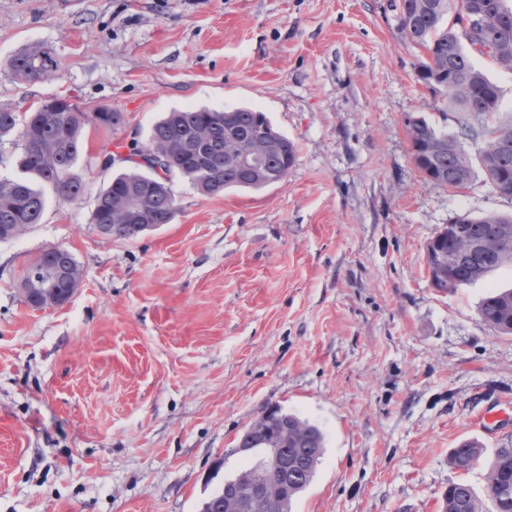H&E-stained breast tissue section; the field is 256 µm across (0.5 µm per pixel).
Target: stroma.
Segmentation results:
<instances>
[{
  "label": "stroma",
  "instance_id": "obj_1",
  "mask_svg": "<svg viewBox=\"0 0 512 512\" xmlns=\"http://www.w3.org/2000/svg\"><path fill=\"white\" fill-rule=\"evenodd\" d=\"M30 45L57 79L13 78ZM424 54L391 0H0V104L123 115L84 129V196L0 241V512H198L276 407L325 435L292 512H442L462 479L484 495L448 457L501 443L473 419L512 405V336L479 305L512 266L442 293L426 245L450 217L511 214L512 196L415 167L405 117L447 110L416 77ZM203 106L266 112L296 145L287 180L206 197L176 175L173 223L101 238L96 197L128 167L104 153ZM54 247L83 276L35 310L20 278Z\"/></svg>",
  "mask_w": 512,
  "mask_h": 512
}]
</instances>
